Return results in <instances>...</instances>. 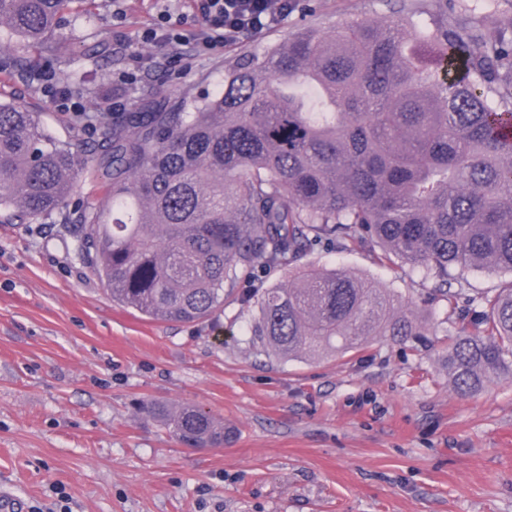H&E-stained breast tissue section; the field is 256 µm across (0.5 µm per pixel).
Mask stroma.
I'll list each match as a JSON object with an SVG mask.
<instances>
[{"mask_svg":"<svg viewBox=\"0 0 512 512\" xmlns=\"http://www.w3.org/2000/svg\"><path fill=\"white\" fill-rule=\"evenodd\" d=\"M200 0H74L50 35L54 54L0 26V101L40 112L56 139L88 150L100 125L147 112L158 96L217 94L243 58L313 26L390 19L396 0H293L277 27L207 55L179 45L183 69L144 42L168 14L189 35ZM422 17L469 15L512 29V0H428ZM136 72L131 83L119 75ZM56 86L85 81L88 132L55 106ZM122 97L124 108L112 106ZM110 178L82 175L67 206L38 224H0V492L51 512H512V372L460 396L448 373L458 313L425 304L432 278L375 263L365 251L314 252L399 296L429 333L371 336L357 351L282 359L258 353L250 308L228 302L218 321L169 323L112 303L71 251L80 216ZM197 406L236 431L221 448H188L143 407Z\"/></svg>","mask_w":512,"mask_h":512,"instance_id":"stroma-1","label":"stroma"}]
</instances>
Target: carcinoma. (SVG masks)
<instances>
[{
  "label": "carcinoma",
  "instance_id": "cac0c4a2",
  "mask_svg": "<svg viewBox=\"0 0 512 512\" xmlns=\"http://www.w3.org/2000/svg\"><path fill=\"white\" fill-rule=\"evenodd\" d=\"M72 2L0 0V23L42 42ZM425 13L410 0L383 24L298 29L229 70L223 92L104 127L95 156L57 141L24 103L0 101V223L53 216L79 173L104 168L112 182L84 211L73 252L112 302L188 323L219 318L231 298L252 304L253 345L281 357L422 336L396 294L300 262L334 241L367 248L436 278L450 304L474 270L512 274V36L464 20L424 31ZM271 269L294 282L235 294ZM468 301L470 323L448 334L463 397L512 369V281ZM145 409L188 448L234 439L192 405Z\"/></svg>",
  "mask_w": 512,
  "mask_h": 512
}]
</instances>
